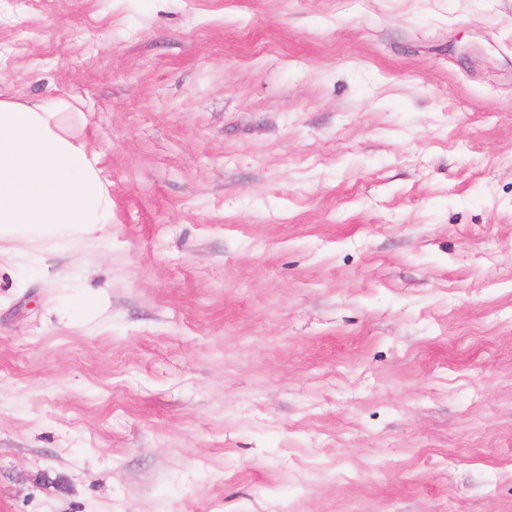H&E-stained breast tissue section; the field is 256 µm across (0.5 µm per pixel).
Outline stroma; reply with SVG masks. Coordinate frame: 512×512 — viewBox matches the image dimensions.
Here are the masks:
<instances>
[{"instance_id": "35a3bbf8", "label": "stroma", "mask_w": 512, "mask_h": 512, "mask_svg": "<svg viewBox=\"0 0 512 512\" xmlns=\"http://www.w3.org/2000/svg\"><path fill=\"white\" fill-rule=\"evenodd\" d=\"M112 222L0 240V512H512V0H0Z\"/></svg>"}]
</instances>
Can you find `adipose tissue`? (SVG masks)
<instances>
[{
	"mask_svg": "<svg viewBox=\"0 0 512 512\" xmlns=\"http://www.w3.org/2000/svg\"><path fill=\"white\" fill-rule=\"evenodd\" d=\"M68 102L0 99V240L91 232L112 221L98 159L65 132Z\"/></svg>",
	"mask_w": 512,
	"mask_h": 512,
	"instance_id": "ef3b65f1",
	"label": "adipose tissue"
}]
</instances>
